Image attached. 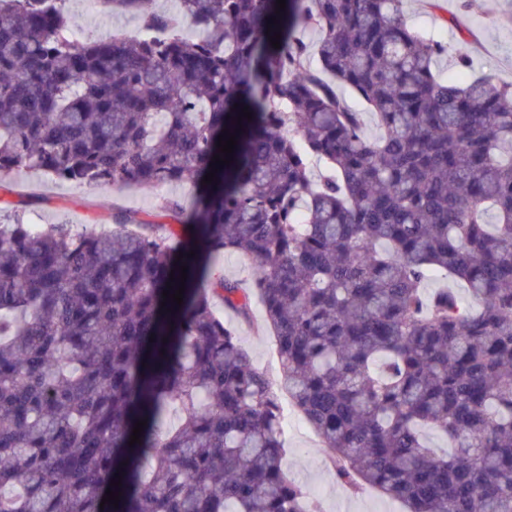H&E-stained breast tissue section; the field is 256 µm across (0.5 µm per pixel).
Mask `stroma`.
<instances>
[{"label": "stroma", "instance_id": "obj_1", "mask_svg": "<svg viewBox=\"0 0 512 512\" xmlns=\"http://www.w3.org/2000/svg\"><path fill=\"white\" fill-rule=\"evenodd\" d=\"M65 9L73 30L90 37L140 32V22L134 15L101 13L92 0H68ZM403 10L409 25L434 34L447 45V54L436 63L442 76L453 74L456 53L466 43L476 74L491 76L497 83H512V0H404ZM166 198L189 206L195 193L187 184H165L151 190L112 184L76 186L35 172L24 174L18 181L9 176L0 179V208L21 210L27 223L66 222L98 232L111 230L109 216L116 207L135 212L151 224L169 223L161 207ZM223 316L234 325L254 364L271 383H278L280 363L274 338L256 329L262 321L260 302L252 304L251 321L237 318L228 310ZM285 445L284 468L311 493L321 512H402L399 502L377 490L365 495L347 493L337 483L326 453L320 450L318 438L307 424L286 428Z\"/></svg>", "mask_w": 512, "mask_h": 512}]
</instances>
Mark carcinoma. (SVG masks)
Wrapping results in <instances>:
<instances>
[{
	"mask_svg": "<svg viewBox=\"0 0 512 512\" xmlns=\"http://www.w3.org/2000/svg\"><path fill=\"white\" fill-rule=\"evenodd\" d=\"M65 2L0 0V177L201 193L165 200L176 226L117 212L104 233L0 212V512H316L214 305L246 319L253 294L343 487L512 512V83L471 75L466 46L443 79L403 0H179L195 39L154 0H97L141 33L82 39ZM226 251L249 290L213 271Z\"/></svg>",
	"mask_w": 512,
	"mask_h": 512,
	"instance_id": "1",
	"label": "carcinoma"
}]
</instances>
